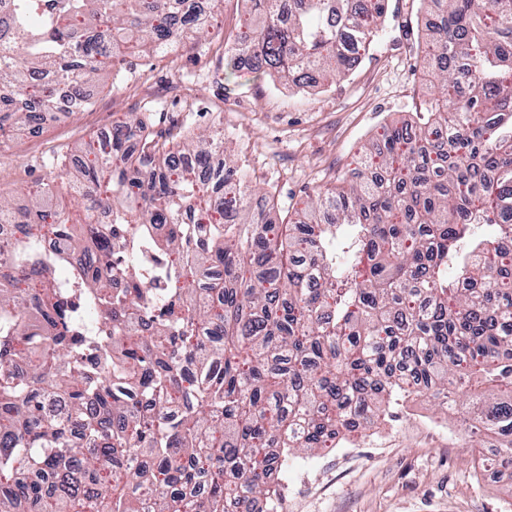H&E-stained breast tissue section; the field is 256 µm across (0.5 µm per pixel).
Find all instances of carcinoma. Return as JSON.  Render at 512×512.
Listing matches in <instances>:
<instances>
[{"instance_id": "1", "label": "carcinoma", "mask_w": 512, "mask_h": 512, "mask_svg": "<svg viewBox=\"0 0 512 512\" xmlns=\"http://www.w3.org/2000/svg\"><path fill=\"white\" fill-rule=\"evenodd\" d=\"M247 2L226 67L287 83L336 79L387 11ZM435 2L430 108L307 198L321 224L270 222L224 140L135 115L66 156L87 224L54 180L23 212L0 198L27 225L0 239V512H250L280 500L279 459L432 389L475 467L512 461V0ZM208 27L193 0H0V136Z\"/></svg>"}]
</instances>
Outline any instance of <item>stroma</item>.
Here are the masks:
<instances>
[{
  "mask_svg": "<svg viewBox=\"0 0 512 512\" xmlns=\"http://www.w3.org/2000/svg\"><path fill=\"white\" fill-rule=\"evenodd\" d=\"M244 0H221L202 39L172 57L127 55L112 83L92 88V105L46 113L43 133H7L0 152V197L28 205L37 182L57 175L77 143L111 130L134 112L152 138L223 128L257 183L251 204L277 223L301 219L307 194L355 178L358 155L380 127L425 112L432 97L423 58L430 0H388L369 51L322 90L295 92L247 70L229 75L230 47ZM469 431L434 397L397 406L391 421L352 442L297 459L276 512H512V476L475 472Z\"/></svg>",
  "mask_w": 512,
  "mask_h": 512,
  "instance_id": "35a3bbf8",
  "label": "stroma"
}]
</instances>
